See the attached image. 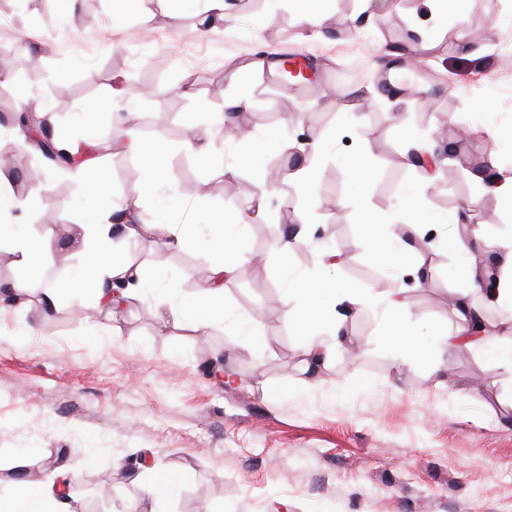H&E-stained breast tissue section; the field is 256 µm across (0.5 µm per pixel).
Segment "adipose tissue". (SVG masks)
<instances>
[{
  "label": "adipose tissue",
  "instance_id": "ef3b65f1",
  "mask_svg": "<svg viewBox=\"0 0 512 512\" xmlns=\"http://www.w3.org/2000/svg\"><path fill=\"white\" fill-rule=\"evenodd\" d=\"M129 147L138 156L140 163L129 184L128 204L123 214V224L136 221V210L143 198H151L156 221L170 227L176 245H189L198 231L194 224L172 223L170 196L156 193L155 184L161 178L164 168L160 162L167 152L165 144L145 141L137 130L129 132ZM350 181L348 204L356 205L361 223L367 224L371 232L366 247L372 258L392 266L407 262L406 248L391 247L385 236L378 233L381 218L369 207L366 185L373 169L368 156L362 153L342 158ZM81 176V190L77 205L83 215V253L81 262L63 280L44 289L47 302L54 303L69 297L83 299L93 297L101 305L113 306L118 298L133 293H160L157 308L159 319L175 325L191 324L200 328L231 321L234 334L243 341L255 342L256 333L250 322L240 316L230 317L224 304V288L232 280L237 267L248 261L249 255L240 245L241 232L248 223L262 219L269 189H260L257 205L249 215L219 214L211 216L206 224L211 239L214 260L209 274L192 297L181 294L178 285L167 275H147L140 268L132 266L121 249L116 248L111 236L112 214L103 210L101 199L106 190L107 174L102 164L83 163L78 167ZM403 205L410 223L433 224L447 228L448 240L456 251H463L464 245L456 231L461 219L459 215H448L430 211L424 204L414 185H407L403 192ZM33 206L32 198L14 195L5 177L0 176V246H7L15 258L16 265L25 278L43 276L48 267L47 256L51 240L47 237L21 233L15 224L6 222L5 214L16 210L28 211ZM337 263L332 257H324L317 271L305 272L291 277L289 291L301 300L294 312L293 320L306 338V351L321 356L338 337L337 319L342 313L356 306H367L377 300L369 290L357 292L339 282L336 278ZM388 329L386 337L402 351H420L422 343L411 326V312L405 302L391 300L386 304ZM456 311L460 323L456 329L458 339L467 346L477 347L498 361L512 365V336L489 337L480 335L473 324L474 310L466 299H458ZM0 512H71L69 503L60 498L55 490L42 484L19 479L13 494L0 497Z\"/></svg>",
  "mask_w": 512,
  "mask_h": 512
}]
</instances>
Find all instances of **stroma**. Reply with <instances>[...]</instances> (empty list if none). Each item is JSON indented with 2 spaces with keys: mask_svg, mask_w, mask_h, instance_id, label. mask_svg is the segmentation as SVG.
<instances>
[{
  "mask_svg": "<svg viewBox=\"0 0 512 512\" xmlns=\"http://www.w3.org/2000/svg\"><path fill=\"white\" fill-rule=\"evenodd\" d=\"M324 0L326 26L303 37L289 0H230L231 18L203 31L197 11L172 0H143L127 13L120 0H0V45L13 47L11 100L0 141L64 130L81 145L78 115L91 111L103 138L96 149L108 173L105 208L124 209L138 160L113 150L130 128L168 147L158 192L175 197L176 223L203 210L249 212L260 187L273 189L267 213L248 226L251 261L224 292L228 311L250 320L260 341L240 342L230 324L201 329L161 322L153 295L110 310L90 300H42L40 283L0 310V495L15 485L18 462L42 481L73 483V512H133L146 474L180 478L163 512H512V367L439 342L459 319L449 296L468 295L489 335L512 327V307L489 302L465 276L492 271L488 243L512 236V211L480 190L478 169L512 177V147L492 129L512 127V0H466L463 13L438 22L426 0ZM307 55L312 83L266 76L271 53ZM365 68H354L357 55ZM404 71L412 94L382 92L383 75ZM113 88L135 90L112 111L94 106ZM234 97L256 135L287 125V143L250 164L210 160L188 142L229 140L210 126ZM32 118L19 125L20 115ZM329 145L313 191L275 180L273 163L294 167L314 136ZM434 143L437 173L423 181L409 166V144ZM367 153L374 167L368 202L390 218L393 245L423 263L389 268L365 247L367 228L342 206L349 178L340 160ZM48 193L35 207L65 226L56 250L76 263L83 218L71 170L31 155ZM422 181L437 212L470 209L476 236L466 256L446 247L441 229L402 218L400 191ZM310 209L308 246L283 252L288 218ZM132 239L113 229L132 266L178 278L184 293L210 265L207 231L189 247L168 245L149 202ZM338 257L336 275L372 288L381 301L348 313L330 356L304 353L287 318L297 301L289 276ZM404 297L423 342L403 354L385 340L384 297ZM111 484L93 507L92 489Z\"/></svg>",
  "mask_w": 512,
  "mask_h": 512,
  "instance_id": "stroma-1",
  "label": "stroma"
}]
</instances>
